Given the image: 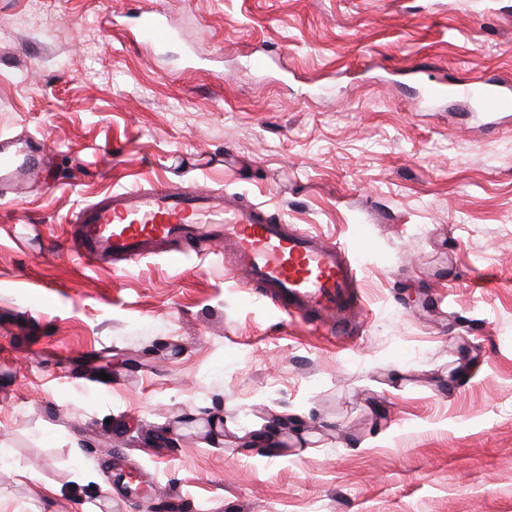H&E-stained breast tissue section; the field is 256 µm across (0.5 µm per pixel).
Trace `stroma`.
Returning a JSON list of instances; mask_svg holds the SVG:
<instances>
[{
    "label": "stroma",
    "instance_id": "stroma-1",
    "mask_svg": "<svg viewBox=\"0 0 512 512\" xmlns=\"http://www.w3.org/2000/svg\"><path fill=\"white\" fill-rule=\"evenodd\" d=\"M433 79L512 86V0H0V139L45 146L0 200V512H512V108ZM160 183L347 247L357 338L217 246L75 260L81 206ZM143 18L139 38L146 42H162L172 37L171 31L152 13H141Z\"/></svg>",
    "mask_w": 512,
    "mask_h": 512
}]
</instances>
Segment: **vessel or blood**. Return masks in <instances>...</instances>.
Returning a JSON list of instances; mask_svg holds the SVG:
<instances>
[{"label": "vessel or blood", "mask_w": 512, "mask_h": 512, "mask_svg": "<svg viewBox=\"0 0 512 512\" xmlns=\"http://www.w3.org/2000/svg\"><path fill=\"white\" fill-rule=\"evenodd\" d=\"M171 36L157 15L144 14L141 40ZM458 90L491 113L512 107V98L480 80L461 83ZM40 171V155L31 145L17 152L0 143V186ZM210 241L228 251L229 276L271 309L343 343L360 328V282L346 248L311 230L272 223L259 207L233 203L213 189L185 194L160 186L109 194L83 211L72 228L71 246L80 263L99 268L115 259L138 262L157 242L188 249Z\"/></svg>", "instance_id": "1"}]
</instances>
